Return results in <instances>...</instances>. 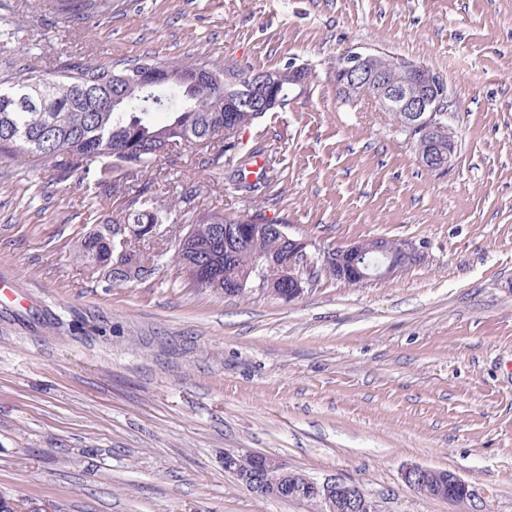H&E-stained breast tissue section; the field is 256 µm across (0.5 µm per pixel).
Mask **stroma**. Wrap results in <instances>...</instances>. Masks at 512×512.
<instances>
[{"label":"stroma","mask_w":512,"mask_h":512,"mask_svg":"<svg viewBox=\"0 0 512 512\" xmlns=\"http://www.w3.org/2000/svg\"><path fill=\"white\" fill-rule=\"evenodd\" d=\"M21 39L0 83L60 50L117 62L209 58L243 73L306 65L288 104L242 130L236 158L191 146L150 170L154 270L113 287L84 238L133 207L101 163L49 180L0 157V494L48 512H310L224 469L260 452L358 484L376 512H465L403 471H449L512 512V0H111L76 24L56 0H0ZM359 47L440 72L455 157L435 173L371 101L341 103ZM261 150L264 193L231 173ZM264 211L310 240L410 242L419 262L348 285L317 271L286 302L196 288L173 262L202 214Z\"/></svg>","instance_id":"1"}]
</instances>
